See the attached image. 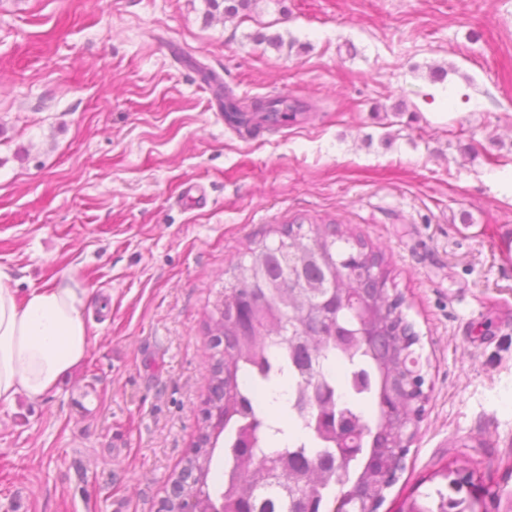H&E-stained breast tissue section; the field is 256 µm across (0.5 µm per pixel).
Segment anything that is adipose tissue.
Returning a JSON list of instances; mask_svg holds the SVG:
<instances>
[{
  "label": "adipose tissue",
  "instance_id": "adipose-tissue-1",
  "mask_svg": "<svg viewBox=\"0 0 512 512\" xmlns=\"http://www.w3.org/2000/svg\"><path fill=\"white\" fill-rule=\"evenodd\" d=\"M0 269V404L38 401L88 356L90 290L75 277L18 297Z\"/></svg>",
  "mask_w": 512,
  "mask_h": 512
}]
</instances>
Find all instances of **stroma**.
<instances>
[{
    "instance_id": "stroma-1",
    "label": "stroma",
    "mask_w": 512,
    "mask_h": 512,
    "mask_svg": "<svg viewBox=\"0 0 512 512\" xmlns=\"http://www.w3.org/2000/svg\"><path fill=\"white\" fill-rule=\"evenodd\" d=\"M205 10L0 0V268L93 290L87 360L0 405V512H158L209 396L206 313L291 224L381 252L420 338L424 415L378 512L456 461L512 490V0ZM201 65L298 111L239 134Z\"/></svg>"
}]
</instances>
